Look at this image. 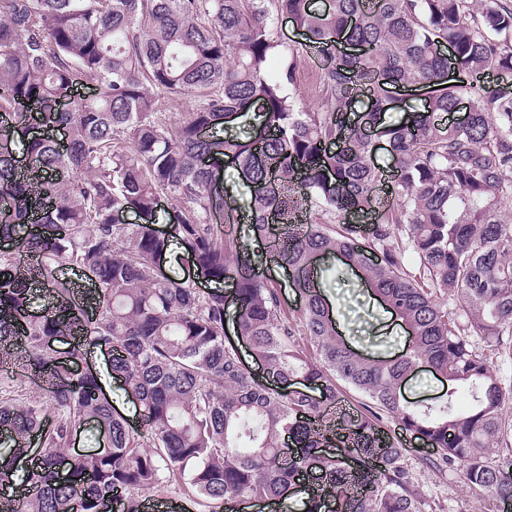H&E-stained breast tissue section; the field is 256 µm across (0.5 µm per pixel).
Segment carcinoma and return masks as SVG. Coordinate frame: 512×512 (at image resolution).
<instances>
[{"label": "carcinoma", "mask_w": 512, "mask_h": 512, "mask_svg": "<svg viewBox=\"0 0 512 512\" xmlns=\"http://www.w3.org/2000/svg\"><path fill=\"white\" fill-rule=\"evenodd\" d=\"M281 16L330 60L315 103L287 92L292 70L266 73ZM493 70L512 71V9L473 0H0V241L31 257L0 251V355L45 392L20 401L0 384V484L35 438L26 512H100L118 492L116 512H139L142 494L172 485L211 512L299 494L301 512H425L393 422L436 449L426 467H457L464 487L512 501V455L488 458L512 446V386L487 355L512 333V224L499 218L512 202V86L483 85ZM78 85L94 93L71 96ZM396 87L425 90L400 121ZM461 98L468 120L443 121ZM230 116L249 135H224ZM34 123L21 165L14 138ZM382 142L388 200L372 162ZM225 161L249 188L248 235L288 266L292 313L244 237L216 221L230 210L214 189ZM163 197L179 208L167 235ZM130 212L138 223L114 222ZM172 241L229 292L156 269ZM315 255L359 270L405 326L401 355L367 356L340 335ZM36 289L51 298L41 314ZM103 345L140 432L97 373L72 367ZM422 362L448 381L430 403L401 392ZM341 384L361 401L332 415ZM90 424L109 446L69 455Z\"/></svg>", "instance_id": "cac0c4a2"}]
</instances>
